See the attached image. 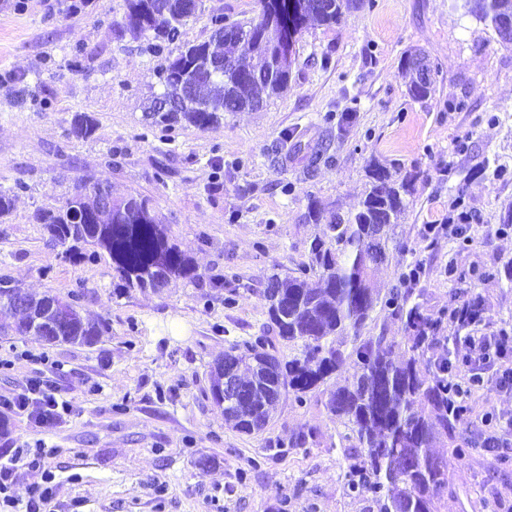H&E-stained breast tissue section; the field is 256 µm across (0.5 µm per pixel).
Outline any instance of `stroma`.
<instances>
[{
  "label": "stroma",
  "instance_id": "35a3bbf8",
  "mask_svg": "<svg viewBox=\"0 0 512 512\" xmlns=\"http://www.w3.org/2000/svg\"><path fill=\"white\" fill-rule=\"evenodd\" d=\"M0 0V188L24 183L0 223V276L35 293L77 296L82 314L106 323L91 346L1 336L0 395L22 388L36 366L59 365L55 380L73 405L46 432L26 416L0 424V458L19 447H51L53 495L41 512H365L350 494L349 465L321 393L305 404L284 395L265 430L247 435L225 421L210 396V370L233 344L259 336L264 290L308 259L319 225L310 202L341 213L365 191L376 160L415 174L410 204L378 280L409 283L411 299L438 321L425 361L459 359L467 336L512 331V283L495 278L512 259V47L468 13L462 0H361L339 24L297 38L288 89L262 111L225 116L206 129H147L142 102L157 90L158 60L148 36L116 39L123 0ZM184 41L207 40V18L244 21L256 0H203ZM423 50L433 96H409L399 67ZM80 57L82 67L69 63ZM95 121L70 135L75 114ZM120 149L112 166L104 160ZM111 182L114 195L152 198L171 242L190 252L205 277L161 292L116 296L106 252L83 247L65 258L34 213L64 203L76 185ZM452 219L463 237L425 238ZM480 296L477 323L457 328L449 311ZM313 430L317 442L294 447ZM446 512H497L512 505V458L477 449L448 469Z\"/></svg>",
  "mask_w": 512,
  "mask_h": 512
}]
</instances>
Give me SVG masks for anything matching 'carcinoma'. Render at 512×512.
<instances>
[{"instance_id": "carcinoma-1", "label": "carcinoma", "mask_w": 512, "mask_h": 512, "mask_svg": "<svg viewBox=\"0 0 512 512\" xmlns=\"http://www.w3.org/2000/svg\"><path fill=\"white\" fill-rule=\"evenodd\" d=\"M124 2L116 38L151 32L157 43L150 50L163 58L156 70L160 91L147 100L144 126L206 128L226 113L263 109L288 85L293 58L282 55L281 29L264 11L235 23L246 34L242 42L216 38L224 30V16H210L209 39L184 44L171 59L163 56V44L177 41L190 19L185 0ZM305 2L310 21L330 27L356 0ZM462 7L488 23L503 46H512V37L501 32V23L512 19V0H462ZM423 57L420 51L410 52L399 67L410 95L420 101L435 92L433 79L420 78L414 67ZM92 131L89 116H74L71 135L86 138ZM367 176L363 197L345 215L327 216L316 202L310 203L308 221L324 224L326 231L312 238L308 261L296 274L284 279L274 274L268 280L267 327L299 352L286 357L272 353L264 335L236 344L215 362L210 395L214 404L224 405V417L234 428L250 435L265 428L286 390L301 404L308 392L325 385L324 408L346 429L341 439L348 442L349 490L370 494L368 512H439L438 504L448 495L450 458L476 449L479 442L458 430L468 409L457 365L446 358L436 360L431 372L418 369L439 324L408 296L394 288L384 293L373 284L380 268L377 253H386L394 241L415 175L395 179L386 165L373 162ZM24 188L17 182L0 189V222L12 214ZM104 192L99 181H85L63 205L37 211L34 220L73 259L80 256L78 243L105 251L119 295L134 288L159 292L176 279L201 281L195 259L170 242L150 198L114 197L105 210ZM19 291L0 277V317L5 318L0 331L6 334L39 336L49 344L92 345L106 328L84 317L75 299L50 293L28 295L25 320L18 324L14 301ZM377 309L404 322L401 341L382 332L363 333ZM231 372L247 388V398L223 403L216 383ZM440 444L452 449V457L433 451Z\"/></svg>"}]
</instances>
